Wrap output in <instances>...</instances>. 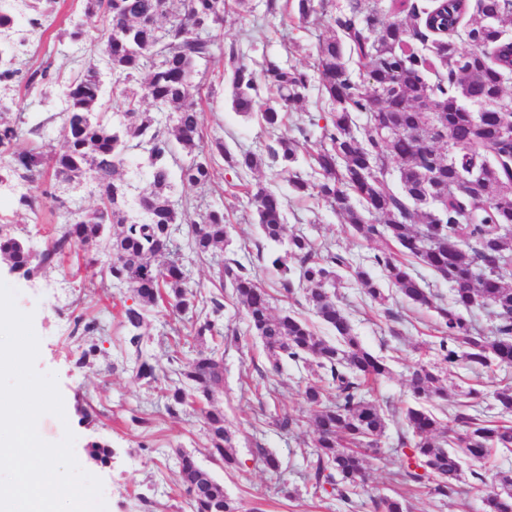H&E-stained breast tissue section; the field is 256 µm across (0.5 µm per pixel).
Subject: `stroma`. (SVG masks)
<instances>
[{
  "label": "stroma",
  "mask_w": 512,
  "mask_h": 512,
  "mask_svg": "<svg viewBox=\"0 0 512 512\" xmlns=\"http://www.w3.org/2000/svg\"><path fill=\"white\" fill-rule=\"evenodd\" d=\"M17 22L8 38L20 60L33 66L49 65L51 83L46 91L28 90L21 78L0 85V99L18 101L17 109L0 114L9 122L46 121L45 138L58 141L64 126L62 88L77 76V65L84 51L62 39L63 31L82 22L88 40L101 36L103 23L97 17H85L82 0H58L47 31L29 32L27 0L14 6ZM254 33L258 52L279 58L284 64L306 70L316 54L318 33L305 29L293 11L277 8L268 12L266 0H226L221 40L224 45L247 47V33ZM224 61L212 59L200 64L195 81L203 85L202 130L204 137L223 136L231 150H262L271 136L258 120H247L231 108L230 87L223 76ZM272 164H264L247 179H240L225 162L213 167L212 183L206 192L187 186L184 197L199 210L221 207L231 240L228 253L254 268L264 285H271L274 273L257 259L262 237L255 220V206L246 184H262L287 193L288 185L276 176ZM31 185L19 184L7 168H0V225L5 224L23 235L33 251L46 247L60 227L58 201L77 209L97 205L95 185L79 184L55 187L53 181L40 183L48 191L38 211L19 203ZM289 229L304 233L315 247L330 246L346 254L355 265L366 267L377 282L385 277L368 258L379 249L378 243L353 236L342 217L329 205L313 198L289 196L286 209ZM0 280L15 292L17 308L31 314L39 339L35 369L42 375H54L63 405L65 420L43 415L37 430L50 443L63 439L65 432L75 436L74 446L80 466L101 479L106 512H192L182 483L177 454L185 452L223 483L225 492L238 502L241 512H353L338 499L334 490L315 489L308 467L313 432L309 410L302 398L308 377L303 367L284 364L271 371L260 339L247 330L244 315L232 298L224 300V326L236 329L237 339L225 341L224 388L215 395L214 404L223 410L236 435V465L227 468L213 462L208 452L205 424L194 411L169 417L159 390L135 382L124 368L123 310L132 300L126 289L102 283L100 276L86 269L83 258L69 256L52 270L26 279L10 272L0 262ZM336 294L349 313L354 331L370 351L388 358L392 374L381 381L370 397L383 406L402 407L411 400L409 375L417 363H436V330L433 310L415 306L392 295L381 306L365 297L351 273H344ZM86 314L99 319L100 333L90 342L97 348L86 366H78L80 342L72 335L73 318ZM147 343L155 354L159 369H169L173 356L185 358L193 349L212 347L211 338L196 340L186 336L182 323L167 312L152 313L144 328ZM449 397L468 388L483 393L479 412L491 420H501L493 392L512 385V368H497L476 374L459 364L442 375ZM288 417L299 425L290 431L271 424V417ZM107 441L114 450L109 464L90 458V442ZM398 428L389 425L380 441L379 456L368 465L365 491L359 498L360 512H369L373 498L393 494L398 485L395 475L402 458L396 451ZM273 453L280 461V475H272L259 460V449ZM480 472L487 485L498 482L500 473L512 472V451H496L481 462L466 461L460 478L459 494L440 498L426 488L407 494L409 512H482V503L473 492V472Z\"/></svg>",
  "instance_id": "1"
}]
</instances>
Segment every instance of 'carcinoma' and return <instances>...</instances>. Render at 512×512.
Returning a JSON list of instances; mask_svg holds the SVG:
<instances>
[{
	"label": "carcinoma",
	"instance_id": "carcinoma-1",
	"mask_svg": "<svg viewBox=\"0 0 512 512\" xmlns=\"http://www.w3.org/2000/svg\"><path fill=\"white\" fill-rule=\"evenodd\" d=\"M84 13L103 22L94 56L63 89L64 133L57 144L15 152L7 162L13 175L33 183L48 175L71 183L91 181L99 204L81 213L67 212L60 234L34 252L26 240L0 227V260L16 274L31 278L54 268L77 247L95 244L101 257L86 260L119 288L128 289L135 305L124 311L125 362L131 377L164 393L165 410L175 416L198 400L213 399L224 385V358L213 347L196 350L168 372H158L144 343L148 316L170 308L184 317L187 335L237 338L221 328L224 289L241 306L250 330L266 350L271 369L301 363L313 375L303 391L313 426L312 484H326L346 503L366 483L361 450L378 447L388 422L400 430L399 451L405 463L398 473L405 484H425L435 496L458 493L462 459L486 458L496 448H512V425L475 412L482 393L471 388L464 399L448 402L437 366L419 363L409 379L414 403L383 409L366 398L363 387L387 378V359L362 346L348 312L332 288L340 271L352 268L349 257L327 248L318 253L310 240L288 232V200L260 184L252 199L264 238L287 243L285 255L267 253L275 272L269 288L240 261L221 255L229 243L224 210L211 208L192 217L191 203L174 191V180L197 187L211 181L212 163L220 158L244 176L263 163L252 150L231 151L224 138L208 141L201 134L202 97L192 81L201 63L224 56L232 85V108L256 118L272 133L284 112L318 85L328 112L321 127L320 148L308 150L310 132L301 139L277 137L266 155L277 174L298 197H315L332 206L362 240H380L385 248L373 255L396 293L437 313L439 363L465 364L473 372L512 367V284L506 276L512 236L497 225H512V133L503 132L497 105L506 101L502 76L512 69V39L503 23L512 18V0H476L475 14L459 31L468 13L463 0H435L420 6L391 0L383 10L376 0H296L299 19L313 21L330 33L318 38L313 70L288 67L271 57L259 67L244 62L240 49L224 48L215 31L224 22V0H83ZM56 0H35L28 19L32 30L43 27ZM470 45L460 50L456 38ZM419 46L414 47L411 41ZM365 70L354 76L349 63ZM112 76V94L121 109L109 113L101 76ZM21 75L28 89L49 81L48 68L23 66L11 43L0 42V80ZM148 101L155 112L141 110ZM383 104V111L373 103ZM366 117L359 126L355 117ZM44 122L24 127L0 121V146L41 135ZM137 151L142 162L127 164ZM306 157L308 169L298 167ZM400 164L399 187L384 176L388 164ZM480 169L473 186L459 193L453 184L465 171ZM382 223L373 224L368 216ZM190 225L189 254L209 257L216 266L218 292L202 295L188 289V266L173 257L175 231ZM119 230L109 234L106 226ZM459 238L462 246L448 249ZM428 267L452 287L450 300L437 297L413 275L406 258ZM363 294L381 306L389 297L369 273L357 268ZM304 291L320 321L334 331L332 339L316 335L291 314L272 313L273 293L290 297ZM489 308L499 318L486 334L463 316ZM99 332L98 319L79 315L72 335L83 339ZM500 410L512 413V385L495 391ZM452 407L455 428L448 429L432 408ZM210 455L229 468L236 464L235 435L224 426V412L203 411ZM180 474L194 512H238L224 485L188 454L177 452ZM483 512H512V475L498 486L477 485ZM374 512H407L402 497L371 500Z\"/></svg>",
	"mask_w": 512,
	"mask_h": 512
}]
</instances>
